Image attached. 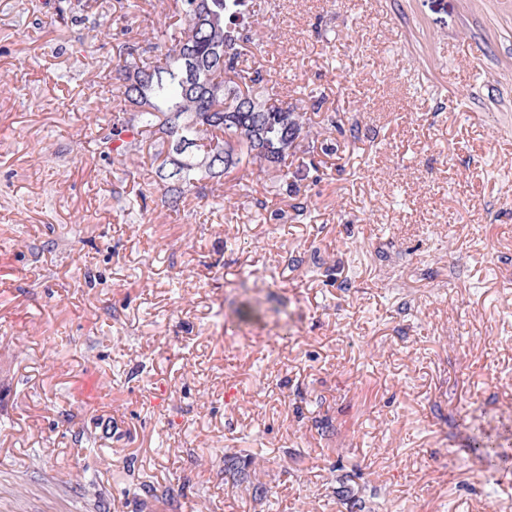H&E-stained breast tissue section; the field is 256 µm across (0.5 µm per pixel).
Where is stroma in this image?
<instances>
[{"mask_svg":"<svg viewBox=\"0 0 512 512\" xmlns=\"http://www.w3.org/2000/svg\"><path fill=\"white\" fill-rule=\"evenodd\" d=\"M105 2L0 0V512H512V0H276L289 185L177 213Z\"/></svg>","mask_w":512,"mask_h":512,"instance_id":"stroma-1","label":"stroma"}]
</instances>
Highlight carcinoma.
<instances>
[{"label": "carcinoma", "instance_id": "obj_1", "mask_svg": "<svg viewBox=\"0 0 512 512\" xmlns=\"http://www.w3.org/2000/svg\"><path fill=\"white\" fill-rule=\"evenodd\" d=\"M250 0H170L164 20L143 46L128 40L119 86L108 99L112 136L133 133L114 149L121 156L153 139L157 173L166 182L162 206L178 213L191 194L222 197L224 178L236 169L272 168L279 178L305 126L288 102L267 105L271 75L240 68L245 47H258L246 26ZM169 172H164L166 166Z\"/></svg>", "mask_w": 512, "mask_h": 512}]
</instances>
